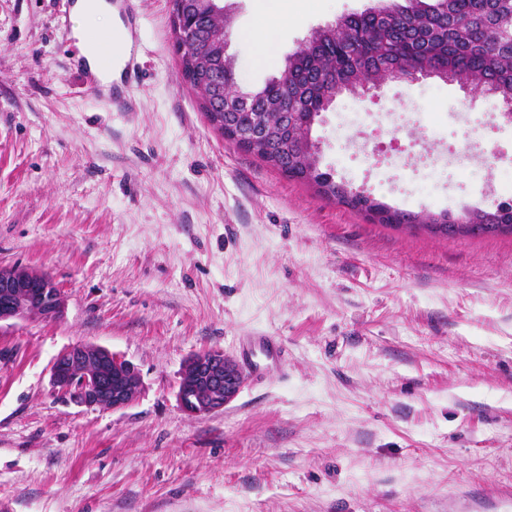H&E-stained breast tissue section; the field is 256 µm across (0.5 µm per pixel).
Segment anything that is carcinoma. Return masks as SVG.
Instances as JSON below:
<instances>
[{
	"label": "carcinoma",
	"instance_id": "cac0c4a2",
	"mask_svg": "<svg viewBox=\"0 0 512 512\" xmlns=\"http://www.w3.org/2000/svg\"><path fill=\"white\" fill-rule=\"evenodd\" d=\"M191 20V55L199 61L198 80L222 88L237 82L235 68L224 62L213 49L215 33L212 5L205 0H185ZM298 63L288 76V87L281 90L272 80V89L283 110L291 112L254 156L281 169L288 177L316 188L321 198L334 200L353 209L365 207L382 211L380 224L391 226L441 225L444 237L512 235V201H503L493 210H476L467 224H455L448 213H413L395 209L343 183L327 172L306 164L299 144V130L319 117L321 104L333 94L362 90V80L387 79L390 70L402 74L428 66L442 77L458 83L469 82L476 90L489 88L502 99L512 93V62L484 7L477 0H408L395 6L386 29L367 26L350 32L342 25L316 32L311 43L297 51Z\"/></svg>",
	"mask_w": 512,
	"mask_h": 512
}]
</instances>
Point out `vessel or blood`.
<instances>
[{"instance_id": "vessel-or-blood-1", "label": "vessel or blood", "mask_w": 512, "mask_h": 512, "mask_svg": "<svg viewBox=\"0 0 512 512\" xmlns=\"http://www.w3.org/2000/svg\"><path fill=\"white\" fill-rule=\"evenodd\" d=\"M127 18L124 29L92 38V54L82 58L85 86L92 95L110 96L123 107L132 104L133 85L138 80V60L133 52L140 41L141 23L135 0H109Z\"/></svg>"}]
</instances>
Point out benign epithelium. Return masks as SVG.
<instances>
[{"label": "benign epithelium", "mask_w": 512, "mask_h": 512, "mask_svg": "<svg viewBox=\"0 0 512 512\" xmlns=\"http://www.w3.org/2000/svg\"><path fill=\"white\" fill-rule=\"evenodd\" d=\"M171 30L176 46L185 48L189 35L184 24L182 0H171ZM394 0L372 9L365 16L376 25L390 20ZM224 111L212 112V126L242 148L267 137L270 130L266 113L272 105L257 107L254 93L237 85L222 91ZM238 112H253L250 129L240 131L231 122ZM65 310V298L55 281L46 273L25 267L0 268V323L41 318L57 320ZM239 366L224 352L211 349L192 355L183 366L178 388L182 409L190 415L213 414L224 410L243 384ZM50 384L59 395L88 408L120 410L140 395L142 382L137 367L110 350L91 343L77 342L67 347L50 368Z\"/></svg>", "instance_id": "obj_1"}]
</instances>
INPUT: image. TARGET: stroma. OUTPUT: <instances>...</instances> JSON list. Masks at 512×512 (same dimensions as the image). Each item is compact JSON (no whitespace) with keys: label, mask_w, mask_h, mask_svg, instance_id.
<instances>
[{"label":"stroma","mask_w":512,"mask_h":512,"mask_svg":"<svg viewBox=\"0 0 512 512\" xmlns=\"http://www.w3.org/2000/svg\"><path fill=\"white\" fill-rule=\"evenodd\" d=\"M378 3L224 0L239 85ZM136 8L141 80L117 112L65 54L62 0H0V267L66 297L59 320L0 326V512H512V235L374 224L239 149L179 74L170 0ZM416 105L449 145L499 107L435 77L339 96L311 130L321 171L414 213L512 194V169L478 161L396 180ZM80 341L138 368L136 401L53 391ZM211 348L244 383L191 416L181 370Z\"/></svg>","instance_id":"stroma-1"}]
</instances>
